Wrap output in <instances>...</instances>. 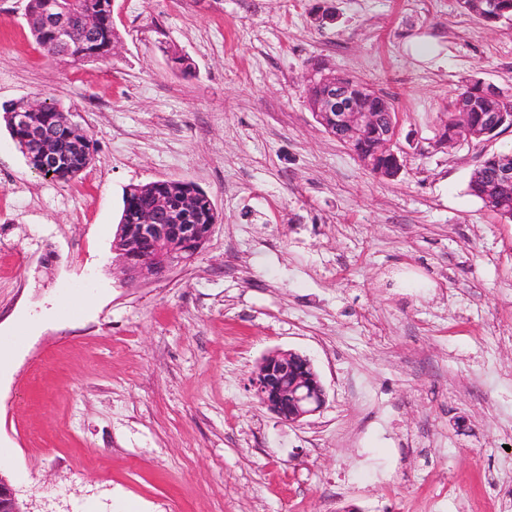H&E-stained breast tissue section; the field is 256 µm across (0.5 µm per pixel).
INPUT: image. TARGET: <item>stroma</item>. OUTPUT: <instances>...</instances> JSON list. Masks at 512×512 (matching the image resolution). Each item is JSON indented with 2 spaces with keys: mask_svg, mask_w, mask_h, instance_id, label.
<instances>
[{
  "mask_svg": "<svg viewBox=\"0 0 512 512\" xmlns=\"http://www.w3.org/2000/svg\"><path fill=\"white\" fill-rule=\"evenodd\" d=\"M26 3L0 0V104L60 103L96 140L59 183L0 120V477L30 512H512V223L468 191L512 127L431 145L471 81L512 102V23L460 0H112L111 59L73 63ZM317 69L393 101L397 178L317 122ZM157 180L223 220L127 280L122 193ZM275 349L327 391L298 426L250 386Z\"/></svg>",
  "mask_w": 512,
  "mask_h": 512,
  "instance_id": "obj_1",
  "label": "stroma"
}]
</instances>
